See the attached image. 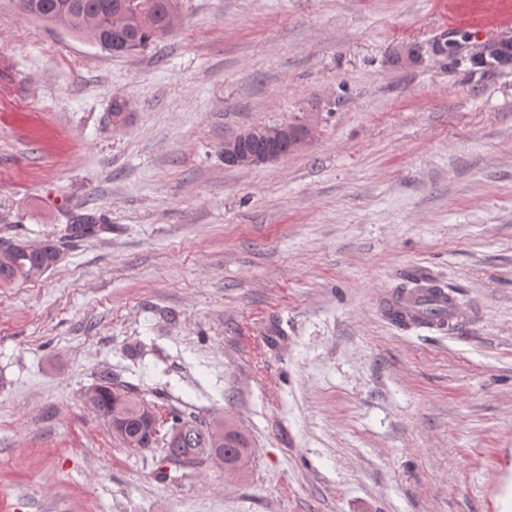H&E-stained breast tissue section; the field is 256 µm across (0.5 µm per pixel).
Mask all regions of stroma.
<instances>
[{
    "mask_svg": "<svg viewBox=\"0 0 512 512\" xmlns=\"http://www.w3.org/2000/svg\"><path fill=\"white\" fill-rule=\"evenodd\" d=\"M181 3L118 56L0 0V243L60 251L0 288V512H504L512 59L474 58L512 0ZM298 119L288 158L225 166ZM415 268L460 325L388 320ZM105 370L160 420H231L242 471L160 474L83 406ZM300 122H290L288 125L278 126L247 127L240 130L234 136L225 138L224 164L228 167L247 168L278 162L282 159V155L277 146L283 140L288 139L281 146L284 158L298 150L305 142L302 139L301 131L303 123ZM288 128L291 130L289 135ZM250 140H261L265 147L260 150L263 147L261 142L251 141L245 145V148L257 152L241 149L240 144Z\"/></svg>",
    "mask_w": 512,
    "mask_h": 512,
    "instance_id": "obj_1",
    "label": "stroma"
}]
</instances>
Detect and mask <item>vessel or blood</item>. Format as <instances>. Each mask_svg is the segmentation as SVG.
<instances>
[{
    "label": "vessel or blood",
    "instance_id": "vessel-or-blood-1",
    "mask_svg": "<svg viewBox=\"0 0 512 512\" xmlns=\"http://www.w3.org/2000/svg\"><path fill=\"white\" fill-rule=\"evenodd\" d=\"M385 303L392 312L402 316L405 324L418 328L443 331L461 319L458 300L427 279L403 294L387 295Z\"/></svg>",
    "mask_w": 512,
    "mask_h": 512
}]
</instances>
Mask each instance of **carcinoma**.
Segmentation results:
<instances>
[{"mask_svg": "<svg viewBox=\"0 0 512 512\" xmlns=\"http://www.w3.org/2000/svg\"><path fill=\"white\" fill-rule=\"evenodd\" d=\"M21 13L56 25L71 34L86 35L104 51L145 49L174 29L178 0H18ZM128 102L112 101V124L128 120ZM302 123L290 122L288 141L281 146L283 156L298 150L304 140ZM98 232V218L84 214L70 225L73 237ZM59 260L51 245L7 244L0 247V286L42 277ZM85 407L107 423L119 425L112 435L132 449L162 445L163 460L178 470H193L219 456L224 468L239 469L251 453L243 435L230 423L208 422L181 411L171 412L168 432L159 435L155 414L143 397L119 388L111 374H100L99 383L84 394Z\"/></svg>", "mask_w": 512, "mask_h": 512, "instance_id": "cac0c4a2", "label": "carcinoma"}]
</instances>
